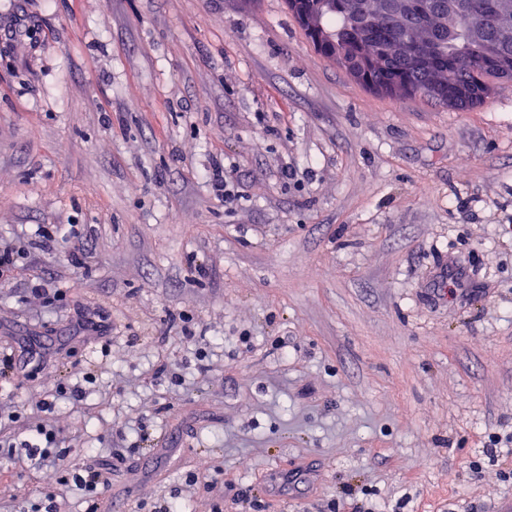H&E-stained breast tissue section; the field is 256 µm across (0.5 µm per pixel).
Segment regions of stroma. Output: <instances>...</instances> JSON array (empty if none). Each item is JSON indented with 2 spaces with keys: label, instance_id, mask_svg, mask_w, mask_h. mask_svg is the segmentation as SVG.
<instances>
[{
  "label": "stroma",
  "instance_id": "obj_1",
  "mask_svg": "<svg viewBox=\"0 0 512 512\" xmlns=\"http://www.w3.org/2000/svg\"><path fill=\"white\" fill-rule=\"evenodd\" d=\"M16 23L0 242L33 252L0 278L28 362L0 425L52 401L67 452L0 447V502L84 512L96 463L110 512H512V83L464 112L368 90L285 0H0ZM54 224L86 267L34 248ZM74 224H54L51 229H39L38 245L44 250H51L59 240L71 244L70 258L72 263L77 267H84L85 262V246L80 237V233ZM72 483L76 488L85 492L86 501L89 500L86 511L98 512L101 511V488L109 485L107 479H103L100 468L96 465H90L84 470H79L78 473L72 475Z\"/></svg>",
  "mask_w": 512,
  "mask_h": 512
}]
</instances>
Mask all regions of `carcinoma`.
<instances>
[{
	"mask_svg": "<svg viewBox=\"0 0 512 512\" xmlns=\"http://www.w3.org/2000/svg\"><path fill=\"white\" fill-rule=\"evenodd\" d=\"M444 14L430 20L418 14L408 16L399 0L376 3L368 20L358 17L356 0H326L316 10L314 27H303L315 51L327 60L344 55L352 66L361 63L355 33H366L371 41L387 48L375 36L378 31L423 42L430 52L429 64L443 85L440 92L426 87V75L410 67L406 58L386 53L381 62L364 69L362 85L375 90L381 85L411 86L440 105L460 111L481 104L491 83L512 81V0H430Z\"/></svg>",
	"mask_w": 512,
	"mask_h": 512,
	"instance_id": "cac0c4a2",
	"label": "carcinoma"
}]
</instances>
